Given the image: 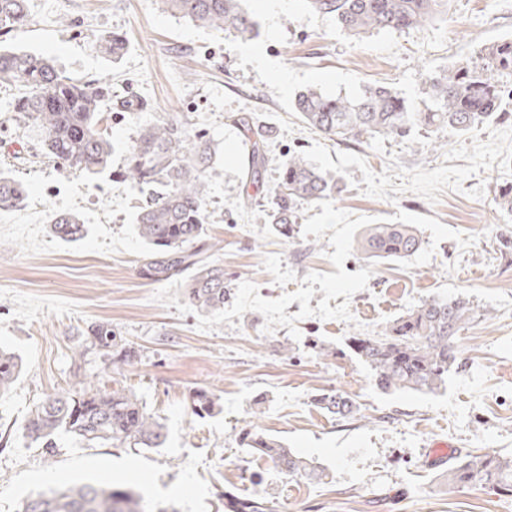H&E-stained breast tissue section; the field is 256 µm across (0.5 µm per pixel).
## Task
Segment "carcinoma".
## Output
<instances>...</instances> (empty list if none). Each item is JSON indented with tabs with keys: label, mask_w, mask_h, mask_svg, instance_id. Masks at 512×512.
<instances>
[{
	"label": "carcinoma",
	"mask_w": 512,
	"mask_h": 512,
	"mask_svg": "<svg viewBox=\"0 0 512 512\" xmlns=\"http://www.w3.org/2000/svg\"><path fill=\"white\" fill-rule=\"evenodd\" d=\"M165 9L198 26L227 37L246 40L257 23L241 0H161ZM308 7L328 14L353 36L373 31H401L449 12L451 0H307ZM29 0H0V33L24 27ZM99 52L119 59L126 35L114 32L97 42ZM512 78V38L490 43L476 58L455 63L431 76L427 95L434 107L421 109L386 86H366L353 97L332 96L309 88L299 92L295 111L302 120L333 141H372L407 137L415 129L447 127L465 132L504 115L505 96H512L502 78ZM14 88L13 111L39 128L44 155L67 174H96L109 166L112 143L101 127L103 101L109 88L98 80L81 81L60 70L55 60L11 46H0V85ZM246 133L247 174L255 183L266 166L269 134L251 116L237 118ZM215 149L209 140L190 134L181 120L168 118L146 126L128 148L121 177L141 188L157 189L136 215L140 237L149 246L140 275L155 282H185L184 296L204 314L224 312L231 297L224 287L223 246L208 237L207 172ZM342 192L340 179L314 166L304 155L283 161L267 190L269 223L282 236L293 238L295 214L304 204L333 199ZM25 187L0 173V211L19 210ZM54 236L79 241L87 233L80 219L62 214L51 225ZM421 245L409 224H373L356 239L361 259H400ZM473 309L461 300L432 299L394 319L382 336L351 335L354 353L372 371L374 384L385 392L411 390L435 393L446 387L457 362L456 339L472 320ZM112 351L120 363L135 357L120 343L108 323H95L73 347L81 359L89 347ZM21 365L0 348V395L8 391ZM317 404L341 417L353 414V402L342 395H323ZM214 395L196 390L191 396L195 415L216 407ZM68 435L84 448H162L168 432L148 412L136 393L119 382L97 387L79 376L67 390L45 396L31 410L24 436L51 454L57 438ZM241 442L291 476H319L303 458L279 442L250 430ZM448 488L489 487L512 496V457L494 451L468 452L455 458L445 474ZM230 512H271L263 498L237 499ZM22 512H169L131 488L110 483L48 487L27 498Z\"/></svg>",
	"instance_id": "cac0c4a2"
}]
</instances>
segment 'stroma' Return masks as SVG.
<instances>
[{"instance_id": "1", "label": "stroma", "mask_w": 512, "mask_h": 512, "mask_svg": "<svg viewBox=\"0 0 512 512\" xmlns=\"http://www.w3.org/2000/svg\"><path fill=\"white\" fill-rule=\"evenodd\" d=\"M243 7L258 24L245 42L173 16L158 0H29L28 24L7 38L55 57L76 79L108 80L112 159L96 175L60 174L0 87V173L28 192L22 209L0 211V347L22 364L0 395V512H21L48 485L101 481L178 512H225L222 491L268 499L275 512H512V496L448 489L447 460L430 456L444 441L454 457L512 456V254L498 248L512 234V212L496 200L497 187L512 183V98L506 116L465 133L417 129L370 142L331 141L293 109L301 90L350 95L367 84L422 101L430 75L512 38V0H453L448 15L360 40L306 0H284L273 14L256 0ZM114 31L128 39L117 61L95 48ZM250 47L287 72V85L271 80ZM172 114L217 148L207 231L224 244L232 290L217 316L189 306L179 283L139 276L143 195L115 177L141 129ZM245 114L270 132L262 187L293 153L344 185L336 199L302 207L295 240L244 205L247 155L234 120ZM60 213L79 216L86 236L54 237ZM370 224L414 225L422 246L404 259L361 260L352 244ZM458 297L475 317L446 388L377 389L348 337L378 335L425 300ZM100 322L119 331L134 359L117 364L96 349L73 359L77 338ZM78 373L131 387L166 425L165 447L82 448L64 436L48 455L31 444L30 409ZM200 389L218 403L204 417L190 408ZM323 393L351 397L357 413H327L315 403ZM250 428L313 463L322 480L288 477L254 455L239 442Z\"/></svg>"}]
</instances>
